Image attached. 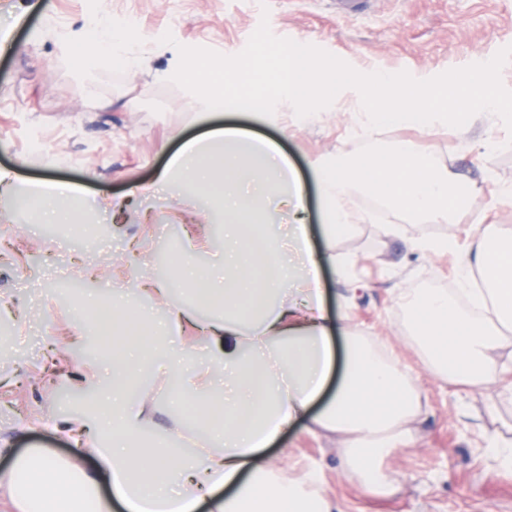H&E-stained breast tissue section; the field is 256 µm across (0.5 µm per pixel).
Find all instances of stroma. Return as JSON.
Here are the masks:
<instances>
[{
	"label": "stroma",
	"mask_w": 512,
	"mask_h": 512,
	"mask_svg": "<svg viewBox=\"0 0 512 512\" xmlns=\"http://www.w3.org/2000/svg\"><path fill=\"white\" fill-rule=\"evenodd\" d=\"M43 7L13 20L0 12V31L11 47L0 51V168L31 182H61L87 199L121 201L132 186L156 180L183 138L217 123L273 141L298 172L303 192L301 218L316 253L327 246L320 219V195L311 163L337 154L362 155L372 147L412 145L435 165L466 175L472 182L467 207L483 211V221L512 228V201L498 189L512 186V146L487 149L484 131L473 127L429 132L393 126L375 139L353 137L352 108L322 110L297 120L288 131L267 118L239 111L203 113L188 92L154 72L174 69L175 46L157 41L173 29L179 43L207 47L225 55L241 52L261 18L272 33L320 47L358 70L407 71L426 79L453 68L490 59L512 45V0H383L367 17L338 15L333 0H111L113 16L134 24L145 50L142 68L115 69L104 62L79 77L62 57L53 30L79 27L85 0H41ZM87 88L85 95L75 85ZM41 132V150H30L28 134ZM101 230L95 247L66 244L12 211L0 196V326L10 334L0 346V469L12 454L43 448L58 457L77 450L62 423L75 414L96 416V389L79 378L97 371L99 386L112 385V367L100 362V335L74 338L70 314L77 294L109 296L136 310L153 326L167 312L187 305L174 262L190 252L194 272L207 282L224 279V224L212 197L186 201L176 191L140 197L135 209L116 214L87 206ZM355 232L336 242L349 261L346 279L323 267L327 305L333 324L353 329L385 348L413 375L421 397L409 447L386 463L392 485L376 493L359 476L343 469L338 441L310 434L305 423L283 431L262 452L263 461L292 473L308 460L324 462L325 483L339 512H512V472L495 471L482 434L512 438V394L502 386L488 394L448 383L429 367L403 328V295L455 282L463 253L424 257L409 243L430 234L465 239L463 215L452 222L410 220L404 206L387 218L353 213ZM169 282L167 294L143 292L145 279ZM53 327L56 343L43 333ZM151 361L136 366V383L154 389L159 422L182 414L180 387L155 389Z\"/></svg>",
	"instance_id": "obj_1"
}]
</instances>
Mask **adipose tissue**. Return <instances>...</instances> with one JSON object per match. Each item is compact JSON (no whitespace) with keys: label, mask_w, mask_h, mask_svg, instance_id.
Masks as SVG:
<instances>
[{"label":"adipose tissue","mask_w":512,"mask_h":512,"mask_svg":"<svg viewBox=\"0 0 512 512\" xmlns=\"http://www.w3.org/2000/svg\"><path fill=\"white\" fill-rule=\"evenodd\" d=\"M63 52L81 49L84 68L102 59L137 67L136 38L113 27L103 0L87 11L80 27L60 29ZM224 153V285L206 289L211 306L222 317L200 326L203 340L224 347V378L236 386L235 399L225 400L224 414L209 417L207 434L188 454L177 455L159 445L144 450L133 442L156 426L159 413L153 394L128 400L127 369L112 364V390L103 397L101 416L78 417L68 429L83 438L85 449L73 457H56L31 448L0 471V497L18 512H336L325 488L323 467L304 465L299 477H282L260 465L258 456L287 427L307 420L308 430L340 440L344 468L356 472L374 492L389 489L385 461L406 448L411 424L420 413V395L411 373L358 333L350 324L340 329L345 339L344 369L335 395L318 412L311 404L330 376L335 353L333 327L325 308L319 275L330 265L344 276L348 262L336 252L314 256L301 224H289L281 239L268 238L250 218L257 201H276L291 212L302 209L301 184L287 161L277 160L272 143L243 137L232 127H217L202 139L185 141L157 178L161 187L177 185L208 191V162L213 149ZM312 170L321 188L327 244L352 230L351 204L357 193L381 192L394 181L389 205H405L414 216L451 220L470 189L467 177L435 167L427 154L412 149L377 152L373 158L340 156L316 161ZM256 180L251 199L239 191L242 172ZM0 188L20 196L38 212L42 224H58L53 204L62 200L72 210L84 201L67 185L21 187L12 170L0 169ZM487 275L475 289V302L487 313L473 318L438 288L405 298L408 325L427 362L449 382L480 389L502 381L503 368L493 351L512 346L502 329L512 322V245L497 229L473 227L464 263L457 276L469 285L474 272ZM158 380L179 376L182 388L203 406L215 407L211 373L184 372L182 355L164 351L155 366Z\"/></svg>","instance_id":"1"}]
</instances>
